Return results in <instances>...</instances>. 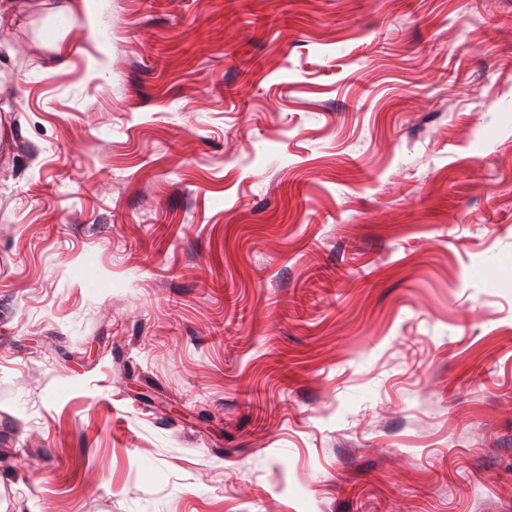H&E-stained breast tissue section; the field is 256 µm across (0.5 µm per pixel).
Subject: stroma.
Returning a JSON list of instances; mask_svg holds the SVG:
<instances>
[{"label":"stroma","instance_id":"obj_1","mask_svg":"<svg viewBox=\"0 0 512 512\" xmlns=\"http://www.w3.org/2000/svg\"><path fill=\"white\" fill-rule=\"evenodd\" d=\"M0 22V512H512V0Z\"/></svg>","mask_w":512,"mask_h":512}]
</instances>
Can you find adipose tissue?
I'll use <instances>...</instances> for the list:
<instances>
[{
    "label": "adipose tissue",
    "mask_w": 512,
    "mask_h": 512,
    "mask_svg": "<svg viewBox=\"0 0 512 512\" xmlns=\"http://www.w3.org/2000/svg\"><path fill=\"white\" fill-rule=\"evenodd\" d=\"M94 0H0V16L10 19L41 18L45 37L43 44L55 58L68 54L65 42L67 26L78 24L94 29Z\"/></svg>",
    "instance_id": "obj_1"
}]
</instances>
